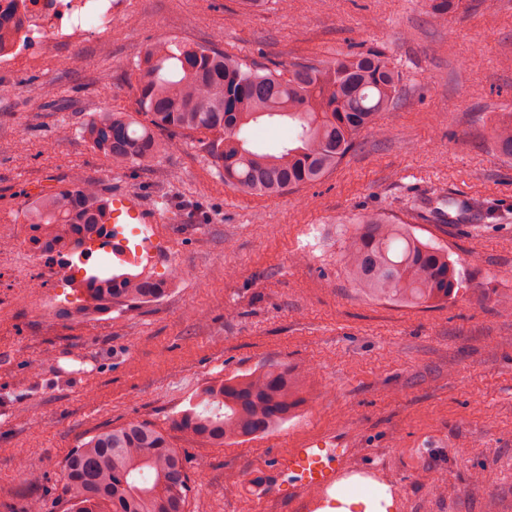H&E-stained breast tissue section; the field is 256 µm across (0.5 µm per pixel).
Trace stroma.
Masks as SVG:
<instances>
[{
  "label": "stroma",
  "instance_id": "1",
  "mask_svg": "<svg viewBox=\"0 0 512 512\" xmlns=\"http://www.w3.org/2000/svg\"><path fill=\"white\" fill-rule=\"evenodd\" d=\"M433 2L125 0L109 32L0 68V226L15 234L0 248V512H69V451L130 422L182 453L186 512H300L352 468L380 471L396 512H512V158L491 140L512 111V0H455L442 21ZM170 41L283 70L374 49L399 96L383 133L272 199L225 186L196 132L114 165L79 127L135 110L142 48ZM76 171L156 225L135 268L162 299L83 318L78 279L102 251L67 277L23 256L27 206ZM368 216L447 250L464 288L426 305L366 296L341 254ZM261 366L307 372L286 423L223 447L184 435L199 390Z\"/></svg>",
  "mask_w": 512,
  "mask_h": 512
}]
</instances>
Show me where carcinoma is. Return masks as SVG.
<instances>
[{
	"mask_svg": "<svg viewBox=\"0 0 512 512\" xmlns=\"http://www.w3.org/2000/svg\"><path fill=\"white\" fill-rule=\"evenodd\" d=\"M27 0H0V55L29 40ZM136 113L108 108L80 126L82 137L117 165L141 164L174 142L163 133L207 135L204 148L224 184L276 198L320 182L352 150L359 135L380 129V116L399 93V75L375 50L348 53L330 66L299 65L283 74L252 68L222 51L176 43L147 45L136 63ZM284 119L295 143L260 150L247 140L258 119ZM492 136L512 156V113ZM34 247L49 253L71 241L89 244L108 229L110 215L98 186L75 172L59 191L34 200L24 213ZM344 262L365 294L401 303L447 300L464 287L448 252L422 242L403 224L367 217L349 237ZM84 316L161 297L162 284L120 272L108 260L84 277ZM298 404L288 369H258L197 394L178 425L213 445L236 444L288 421ZM71 512H186L190 479L181 453L147 424L130 422L100 431L72 449L64 464Z\"/></svg>",
	"mask_w": 512,
	"mask_h": 512,
	"instance_id": "1",
	"label": "carcinoma"
}]
</instances>
